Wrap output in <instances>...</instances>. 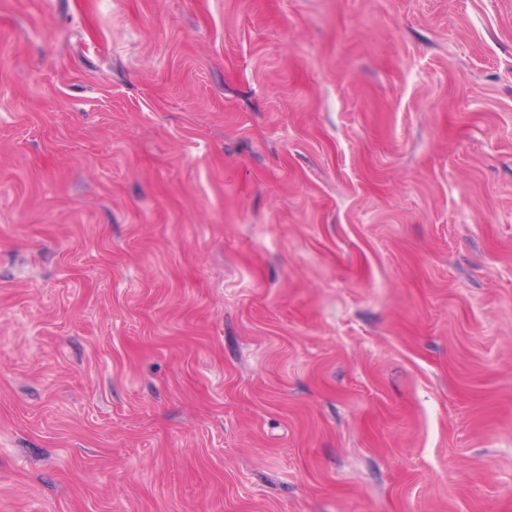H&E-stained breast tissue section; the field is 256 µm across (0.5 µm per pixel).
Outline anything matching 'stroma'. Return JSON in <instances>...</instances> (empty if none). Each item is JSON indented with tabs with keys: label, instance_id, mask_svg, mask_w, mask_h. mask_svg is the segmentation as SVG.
<instances>
[{
	"label": "stroma",
	"instance_id": "obj_1",
	"mask_svg": "<svg viewBox=\"0 0 512 512\" xmlns=\"http://www.w3.org/2000/svg\"><path fill=\"white\" fill-rule=\"evenodd\" d=\"M0 512H512V0H0Z\"/></svg>",
	"mask_w": 512,
	"mask_h": 512
}]
</instances>
